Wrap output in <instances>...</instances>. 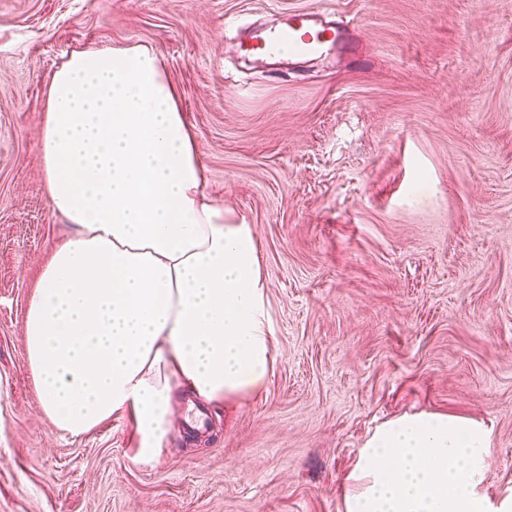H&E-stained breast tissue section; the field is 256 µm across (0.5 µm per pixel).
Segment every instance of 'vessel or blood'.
Returning <instances> with one entry per match:
<instances>
[{
    "mask_svg": "<svg viewBox=\"0 0 512 512\" xmlns=\"http://www.w3.org/2000/svg\"><path fill=\"white\" fill-rule=\"evenodd\" d=\"M355 46L354 28L350 22L310 11L289 12L281 26L244 31L237 40L239 51L265 66L295 58L340 61Z\"/></svg>",
    "mask_w": 512,
    "mask_h": 512,
    "instance_id": "vessel-or-blood-1",
    "label": "vessel or blood"
}]
</instances>
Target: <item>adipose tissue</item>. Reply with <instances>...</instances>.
<instances>
[{
    "mask_svg": "<svg viewBox=\"0 0 512 512\" xmlns=\"http://www.w3.org/2000/svg\"><path fill=\"white\" fill-rule=\"evenodd\" d=\"M51 206L72 226L30 298L24 349L41 411L73 435L130 413L136 462L163 451L173 385L211 404L260 393L273 323L250 225L204 192L194 133L158 53L74 52L41 130ZM492 429L403 415L365 440L342 512H512L485 493Z\"/></svg>",
    "mask_w": 512,
    "mask_h": 512,
    "instance_id": "1",
    "label": "adipose tissue"
}]
</instances>
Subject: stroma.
<instances>
[{
	"label": "stroma",
	"mask_w": 512,
	"mask_h": 512,
	"mask_svg": "<svg viewBox=\"0 0 512 512\" xmlns=\"http://www.w3.org/2000/svg\"><path fill=\"white\" fill-rule=\"evenodd\" d=\"M326 8L360 58L272 74L237 26ZM160 54L206 169L251 225L275 364L260 394L171 393L162 455L130 415L71 435L40 410L29 300L69 231L45 189L51 78L77 50ZM493 429L485 492L512 494V0H0V512H341L384 421Z\"/></svg>",
	"instance_id": "35a3bbf8"
}]
</instances>
